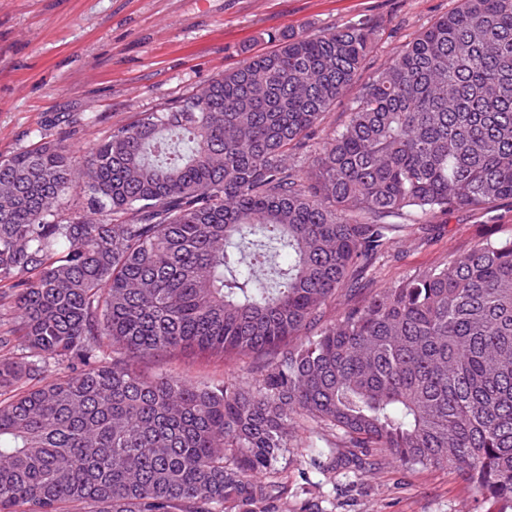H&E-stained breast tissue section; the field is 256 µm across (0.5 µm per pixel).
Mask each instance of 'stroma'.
I'll return each mask as SVG.
<instances>
[{"mask_svg":"<svg viewBox=\"0 0 512 512\" xmlns=\"http://www.w3.org/2000/svg\"><path fill=\"white\" fill-rule=\"evenodd\" d=\"M456 0H0V154L37 137L84 156L110 129L171 106L211 78L269 49V35L315 34L361 15L382 25L375 72ZM512 236V201L492 213L453 211L399 234L393 256L363 279L374 293L463 253ZM140 371L198 385L248 383L253 363L142 359ZM339 434L298 431L273 475L287 486L275 512H503L445 468H408L380 448L345 467Z\"/></svg>","mask_w":512,"mask_h":512,"instance_id":"stroma-1","label":"stroma"}]
</instances>
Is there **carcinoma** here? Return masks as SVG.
Wrapping results in <instances>:
<instances>
[{
  "label": "carcinoma",
  "mask_w": 512,
  "mask_h": 512,
  "mask_svg": "<svg viewBox=\"0 0 512 512\" xmlns=\"http://www.w3.org/2000/svg\"><path fill=\"white\" fill-rule=\"evenodd\" d=\"M380 31L271 34L81 160L0 155V512H268L297 426L512 503V238L353 301L401 228L512 200V0H457L362 82ZM77 190L99 218L55 219ZM159 354L256 371L137 369ZM354 102V95H347L336 107L327 114L322 124L317 129L315 138L311 143H315L330 135L335 130L341 128L347 120L348 112H350ZM254 365L251 360L228 359L223 363L203 358L148 357L140 361L138 368L147 375L163 372L186 378L198 385L216 386L223 382L248 383Z\"/></svg>",
  "instance_id": "carcinoma-1"
}]
</instances>
